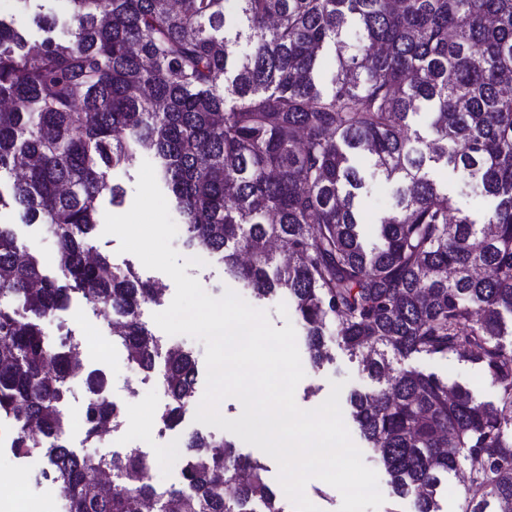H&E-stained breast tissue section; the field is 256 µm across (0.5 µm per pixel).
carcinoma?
Masks as SVG:
<instances>
[{
  "mask_svg": "<svg viewBox=\"0 0 512 512\" xmlns=\"http://www.w3.org/2000/svg\"><path fill=\"white\" fill-rule=\"evenodd\" d=\"M235 2L234 14L226 4ZM68 37L32 40L0 16V208L19 207L58 244V274L0 225V418L13 451L39 454L68 512H289L266 466L227 440L184 443L182 487L152 481L136 450L93 457L66 447L62 408L74 366L41 320L77 295L121 317L114 335L151 373L164 359V419L194 403V357L141 321L154 284L94 244L110 173L152 154L185 246L218 256L257 299L281 291L303 322L312 367L336 327L377 383L350 414L394 494L440 512L464 467L462 512H512V0H69ZM247 50H239L240 44ZM424 114L430 137L411 129ZM398 183L378 240L364 243L353 165ZM442 164L497 200L479 220L429 177ZM456 356L499 387L497 403L413 356ZM87 437L122 425L88 375Z\"/></svg>",
  "mask_w": 512,
  "mask_h": 512,
  "instance_id": "1",
  "label": "carcinoma"
}]
</instances>
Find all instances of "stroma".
I'll use <instances>...</instances> for the list:
<instances>
[{
	"label": "stroma",
	"instance_id": "obj_1",
	"mask_svg": "<svg viewBox=\"0 0 512 512\" xmlns=\"http://www.w3.org/2000/svg\"><path fill=\"white\" fill-rule=\"evenodd\" d=\"M431 176L438 185L447 189L457 208L474 218H481L493 205L491 198L481 195L473 184L450 168H435ZM396 196V184L371 175L367 176L361 211L369 237H376L378 222L392 209ZM0 224L9 225L18 246L37 255L47 272L56 273L57 242L50 233L40 225L24 223L19 210L15 208L0 210ZM94 243L114 264L136 267L143 279L164 285L166 292L162 304L145 305L142 311V319L147 327L155 328L154 314L161 312L163 304L171 303L175 295V284L172 279L163 272L142 267L135 255L120 252L116 236L100 234L96 236ZM187 274L196 278L203 289L213 297H221L229 289L237 292L245 301L251 302L253 307L266 311L274 327H284L285 320L277 307L287 302V295L279 293L263 300L255 299L250 289L242 287L230 273L225 272L224 265L218 257H206L204 265L188 268ZM84 310V305L76 298L68 309L63 310L61 317H66L69 327L86 343L83 359L86 370H101L106 373L109 380V396L124 405L125 417L121 429L113 433L109 442L86 441L80 425L85 392L80 383L68 381V401L64 406L70 420L68 439L78 453L108 457L115 452L125 453L138 449L146 454L156 455L158 463L153 470L154 482L164 487H177L181 484L180 451L183 442L190 434L200 432L232 441L238 453L266 465L267 483L273 490H280L281 485L277 480L278 465L272 457L236 439L231 432L195 422L193 414H186L177 428L163 430L151 438L146 437L145 420L153 415H163L169 404V397L161 382H148L144 374L134 370L124 347L116 341L109 326H101L95 332H86L82 318ZM293 326L305 372L304 378L295 390L297 405L305 410L318 407L328 397L332 382L340 381L344 384L340 396L341 409L349 411L351 393L371 390L372 380L342 349L335 332L332 331L328 332L325 338L327 360L320 368H313L304 339L303 324L297 320ZM407 364L426 373H435L448 383L467 387L477 401L490 403L496 401L498 397L497 386L487 380L478 367L457 357H412L408 359ZM346 426L354 444L362 453L364 463L376 472L379 489L384 497L380 508L369 507L365 512H413L411 499L393 495L377 452L369 448L357 424L350 420ZM41 462V456L36 454L27 462H18L13 459L10 449L0 447V512H59L51 496L44 494L35 481V470Z\"/></svg>",
	"mask_w": 512,
	"mask_h": 512
}]
</instances>
